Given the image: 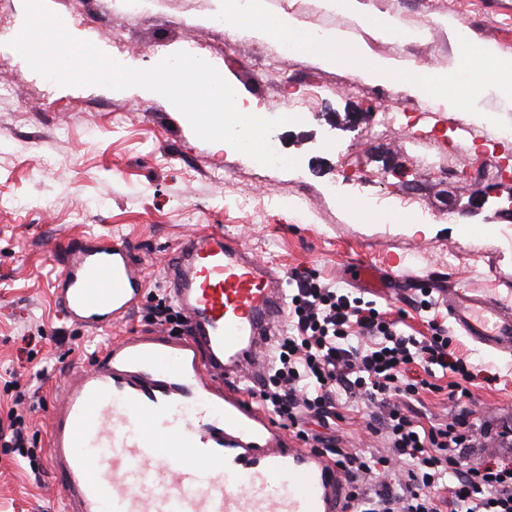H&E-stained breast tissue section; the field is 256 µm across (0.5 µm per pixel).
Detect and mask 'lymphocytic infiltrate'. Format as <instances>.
Wrapping results in <instances>:
<instances>
[{"mask_svg":"<svg viewBox=\"0 0 512 512\" xmlns=\"http://www.w3.org/2000/svg\"><path fill=\"white\" fill-rule=\"evenodd\" d=\"M290 278L288 323L260 399L298 439L333 458L345 475L347 512H512V463L466 461L491 423L473 421L464 409L426 426L410 410L425 392L468 396L473 376L471 358L452 351L447 327L433 314L431 290L421 289L414 304L429 333L414 336L375 302L311 272L295 270ZM448 372L452 381L440 386ZM350 404L369 410L366 428L383 439L385 451L346 448L330 435ZM392 470L401 474L394 485L385 479Z\"/></svg>","mask_w":512,"mask_h":512,"instance_id":"lymphocytic-infiltrate-1","label":"lymphocytic infiltrate"}]
</instances>
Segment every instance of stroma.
I'll list each match as a JSON object with an SVG mask.
<instances>
[{"label":"stroma","instance_id":"stroma-1","mask_svg":"<svg viewBox=\"0 0 512 512\" xmlns=\"http://www.w3.org/2000/svg\"><path fill=\"white\" fill-rule=\"evenodd\" d=\"M302 27L340 29L372 54L413 61L448 77L441 111L421 123L394 122L381 84L316 57L281 56L276 42L243 26L226 36L223 0H145L140 15L122 0H46L77 39L137 69L185 51L234 84L254 111L277 118L303 112L274 131L293 170L267 169L223 143L199 139L162 95L141 87L58 85L34 71L11 42L25 24V0L0 11V425L24 415L26 446L0 447V512H63L49 462L55 389L98 365L110 340L162 333L151 323L167 258L209 224L241 236L283 273L308 269L376 301L407 333L428 327L411 305L416 283L476 289L512 305V140L475 148L460 137L456 104L466 84L449 23L468 17L473 39L512 56V0H358L369 15L396 18L405 41L378 35L320 0H287ZM320 87L289 104L283 86ZM413 199L388 220L377 203ZM362 204L360 215L349 200ZM125 236L144 280L130 318L99 333L66 318L53 295L66 243L103 232ZM362 255L386 287L352 279ZM456 353L476 361L468 403L494 433L468 454L477 464L512 454L500 438L512 427V352L487 349L449 327ZM24 401H17V394Z\"/></svg>","mask_w":512,"mask_h":512}]
</instances>
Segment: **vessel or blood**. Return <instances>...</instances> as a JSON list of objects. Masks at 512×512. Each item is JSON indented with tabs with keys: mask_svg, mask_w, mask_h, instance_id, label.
Instances as JSON below:
<instances>
[{
	"mask_svg": "<svg viewBox=\"0 0 512 512\" xmlns=\"http://www.w3.org/2000/svg\"><path fill=\"white\" fill-rule=\"evenodd\" d=\"M54 281L64 316L98 330L129 317L143 278L123 236L76 247ZM187 321L180 338L127 336L63 386L49 457L69 512H343L345 480L326 456L283 447L246 397L284 316L276 263L218 225L192 233L166 267ZM473 342L512 350V306L445 289Z\"/></svg>",
	"mask_w": 512,
	"mask_h": 512,
	"instance_id": "1",
	"label": "vessel or blood"
}]
</instances>
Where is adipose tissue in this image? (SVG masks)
Returning <instances> with one entry per match:
<instances>
[{
    "label": "adipose tissue",
    "mask_w": 512,
    "mask_h": 512,
    "mask_svg": "<svg viewBox=\"0 0 512 512\" xmlns=\"http://www.w3.org/2000/svg\"><path fill=\"white\" fill-rule=\"evenodd\" d=\"M223 21L227 33H235L239 25L246 24L258 37L296 44L299 52L316 54L330 66L344 65L349 61L342 51L348 42L344 32L330 31L315 41H308L301 26L288 16L265 12L259 0H253L246 10L242 9L239 0H224ZM459 62L461 69L471 76L468 97L460 101V110H467L470 97L481 93L490 79L512 84V59L499 57L487 48L465 45Z\"/></svg>",
    "instance_id": "ef3b65f1"
}]
</instances>
